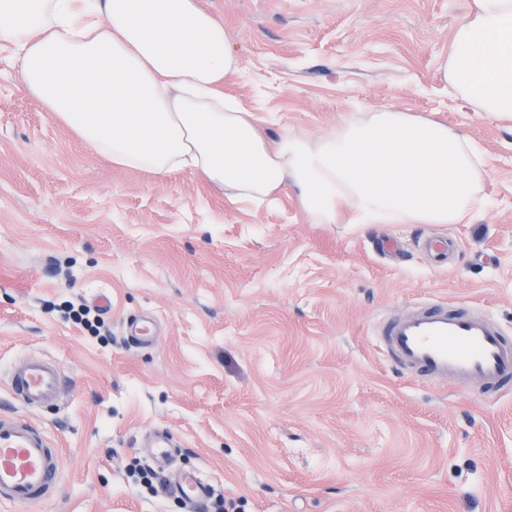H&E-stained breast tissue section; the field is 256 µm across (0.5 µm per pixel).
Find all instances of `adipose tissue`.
<instances>
[{"label": "adipose tissue", "mask_w": 512, "mask_h": 512, "mask_svg": "<svg viewBox=\"0 0 512 512\" xmlns=\"http://www.w3.org/2000/svg\"><path fill=\"white\" fill-rule=\"evenodd\" d=\"M442 64L473 111L512 116V0H474ZM19 84L113 163L188 169L227 196L293 189L318 224H466L481 151L446 124L384 105L317 137L270 140L225 97L241 69L224 24L196 0H0V49Z\"/></svg>", "instance_id": "adipose-tissue-1"}]
</instances>
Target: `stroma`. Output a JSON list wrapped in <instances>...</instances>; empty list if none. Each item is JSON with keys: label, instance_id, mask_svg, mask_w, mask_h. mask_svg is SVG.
<instances>
[{"label": "stroma", "instance_id": "stroma-1", "mask_svg": "<svg viewBox=\"0 0 512 512\" xmlns=\"http://www.w3.org/2000/svg\"><path fill=\"white\" fill-rule=\"evenodd\" d=\"M242 71L225 94L272 138L324 135L390 105L470 136L488 208L468 224H315L297 196L257 204L199 175L112 164L55 121L0 59V415L29 356L71 380L29 411L61 454L56 499L0 512H186L129 468L176 438L238 512H512V392L423 382L376 347L374 320L434 299L512 335V121L442 79L473 0H198ZM451 236L453 264L418 243ZM110 333L67 322L99 304ZM161 324L133 345L132 315Z\"/></svg>", "mask_w": 512, "mask_h": 512}]
</instances>
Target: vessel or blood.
I'll return each mask as SVG.
<instances>
[{
  "label": "vessel or blood",
  "instance_id": "1",
  "mask_svg": "<svg viewBox=\"0 0 512 512\" xmlns=\"http://www.w3.org/2000/svg\"><path fill=\"white\" fill-rule=\"evenodd\" d=\"M420 247L437 265L452 260L457 244L445 236L425 237ZM381 348L400 370L421 380H454L482 391L512 388V340L483 312L444 302H425L407 313L380 316L373 328ZM138 345L152 343L151 319L125 321ZM69 382L53 361L28 357L12 369L7 389L27 409L57 404ZM61 458L51 438L20 415L0 417V502L30 505L54 498L60 489ZM171 490L200 512L212 487L201 474H180Z\"/></svg>",
  "mask_w": 512,
  "mask_h": 512
}]
</instances>
